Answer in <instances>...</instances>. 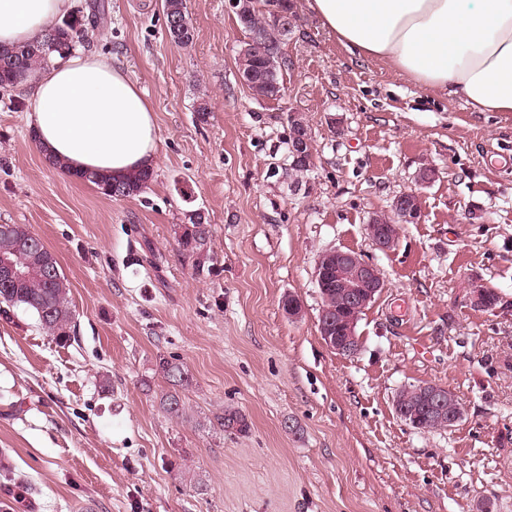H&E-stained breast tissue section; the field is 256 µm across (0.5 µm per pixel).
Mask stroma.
<instances>
[{
	"instance_id": "stroma-1",
	"label": "stroma",
	"mask_w": 512,
	"mask_h": 512,
	"mask_svg": "<svg viewBox=\"0 0 512 512\" xmlns=\"http://www.w3.org/2000/svg\"><path fill=\"white\" fill-rule=\"evenodd\" d=\"M294 3L269 100L239 80L246 36L228 0H186V46L163 0H78L111 18L79 50L111 56L155 114L159 163L135 197L50 167L27 99L0 92V224L56 255L74 311L60 340L0 304V512H512V165L495 160L512 157V112L359 58ZM294 112L313 145L297 182ZM411 190L418 221L377 250L370 217ZM197 210L211 224L200 270L175 234ZM331 248L386 284L353 357L320 335L314 269ZM475 282L496 309L474 305ZM163 359L191 376L179 417L161 405ZM417 382L459 398L453 429L397 417L396 393ZM227 410L250 431L223 430Z\"/></svg>"
}]
</instances>
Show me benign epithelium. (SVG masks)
<instances>
[{
  "mask_svg": "<svg viewBox=\"0 0 512 512\" xmlns=\"http://www.w3.org/2000/svg\"><path fill=\"white\" fill-rule=\"evenodd\" d=\"M393 207L408 221L417 220L418 212L409 194L396 197ZM366 232L375 248L388 252L394 244V236L386 224L372 220L366 225ZM33 274L16 261L0 257V278L20 282ZM316 277L322 281L328 277L336 280L338 305L323 307L319 314L320 334L324 343L336 354L353 357L358 354L361 344L356 327L361 315L374 303L384 288L379 268L351 250L328 249L317 262ZM412 401L424 410L419 415L416 409L407 405V400L398 395L393 407L397 417L412 429L420 430L426 425L439 429H452L463 417L462 405L449 400L447 387L430 382L406 386Z\"/></svg>",
  "mask_w": 512,
  "mask_h": 512,
  "instance_id": "1",
  "label": "benign epithelium"
}]
</instances>
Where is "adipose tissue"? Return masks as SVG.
<instances>
[{
    "instance_id": "adipose-tissue-1",
    "label": "adipose tissue",
    "mask_w": 512,
    "mask_h": 512,
    "mask_svg": "<svg viewBox=\"0 0 512 512\" xmlns=\"http://www.w3.org/2000/svg\"><path fill=\"white\" fill-rule=\"evenodd\" d=\"M338 41L480 112H512V0H308ZM73 0H0V47L41 39ZM39 150L122 179L158 162L151 107L110 57L75 53L21 74Z\"/></svg>"
}]
</instances>
